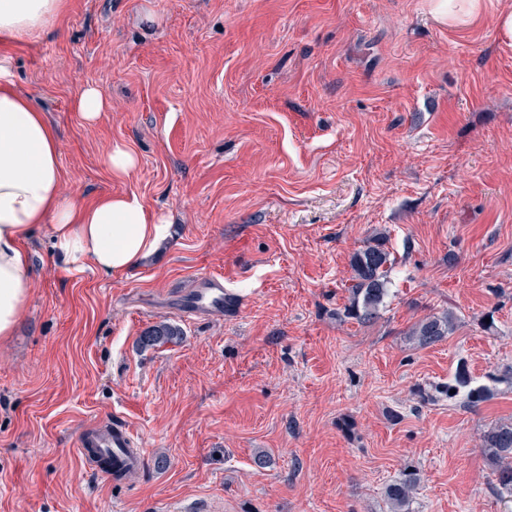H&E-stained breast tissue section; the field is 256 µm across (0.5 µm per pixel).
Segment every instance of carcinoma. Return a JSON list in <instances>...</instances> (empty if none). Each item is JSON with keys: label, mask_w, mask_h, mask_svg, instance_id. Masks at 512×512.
Wrapping results in <instances>:
<instances>
[{"label": "carcinoma", "mask_w": 512, "mask_h": 512, "mask_svg": "<svg viewBox=\"0 0 512 512\" xmlns=\"http://www.w3.org/2000/svg\"><path fill=\"white\" fill-rule=\"evenodd\" d=\"M394 265L391 254L381 243L369 244L355 253L352 260L353 283L343 307V315L361 326L373 324L379 317L389 294L390 271ZM456 317L450 310L425 317L416 323L409 336L421 347L433 346L455 330ZM182 331L170 324H160L148 330L144 343L148 345L174 343ZM441 396L453 400L459 396L472 406L488 399V389L475 383L467 365L457 364L448 384L435 388ZM485 462L492 477V491L512 497V423H496L481 434ZM420 483L419 474L409 470L386 486L385 498L390 512H404L410 497Z\"/></svg>", "instance_id": "carcinoma-1"}]
</instances>
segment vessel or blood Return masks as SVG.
I'll use <instances>...</instances> for the list:
<instances>
[{"label":"vessel or blood","mask_w":512,"mask_h":512,"mask_svg":"<svg viewBox=\"0 0 512 512\" xmlns=\"http://www.w3.org/2000/svg\"><path fill=\"white\" fill-rule=\"evenodd\" d=\"M182 306L186 313L195 315H220L237 307L235 295L224 286L220 276L197 279L185 291ZM79 458L93 464L102 458L114 463L113 481H121L143 468L146 461L144 449L138 448L129 425L120 420L97 423L84 428L75 439Z\"/></svg>","instance_id":"vessel-or-blood-1"}]
</instances>
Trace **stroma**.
<instances>
[{
  "mask_svg": "<svg viewBox=\"0 0 512 512\" xmlns=\"http://www.w3.org/2000/svg\"><path fill=\"white\" fill-rule=\"evenodd\" d=\"M483 0L451 27L430 0H64L38 37L0 41L53 126L64 193L137 194L171 235L112 277L51 260L0 339V512H512L482 432L512 422V41ZM108 111L86 124L83 85ZM138 158L110 175L113 144ZM395 259L379 319H339L352 257ZM220 275L236 313L189 315L178 292ZM454 332L419 347L420 319ZM492 328H485L486 318ZM179 326V343L145 331ZM477 406L421 403L458 362ZM140 436L124 481L74 442L101 418ZM270 458L258 466L257 454ZM73 107L80 112L87 124L95 123L101 112H106L110 103L103 93L95 86L83 87L73 99ZM456 317L450 310L425 317L416 323L409 336L420 347L433 346L441 342L455 330ZM419 483L420 478L416 470H409L389 483L385 489V498L390 512H404Z\"/></svg>",
  "mask_w": 512,
  "mask_h": 512,
  "instance_id": "1",
  "label": "stroma"
}]
</instances>
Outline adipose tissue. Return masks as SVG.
<instances>
[{
  "label": "adipose tissue",
  "instance_id": "adipose-tissue-1",
  "mask_svg": "<svg viewBox=\"0 0 512 512\" xmlns=\"http://www.w3.org/2000/svg\"><path fill=\"white\" fill-rule=\"evenodd\" d=\"M64 0H0V39L39 34ZM54 131L20 94L0 60V338L12 335L35 281L24 248L48 228L53 258L75 271L112 276L138 267L169 237V223L138 196L106 195L83 203L62 191Z\"/></svg>",
  "mask_w": 512,
  "mask_h": 512
}]
</instances>
